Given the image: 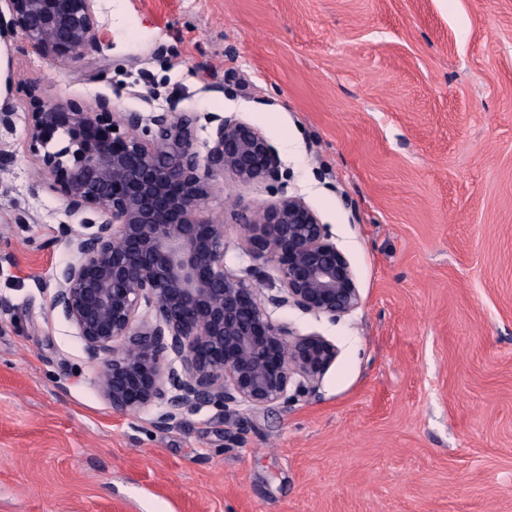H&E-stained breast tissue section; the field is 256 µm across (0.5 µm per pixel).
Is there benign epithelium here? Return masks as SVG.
I'll return each mask as SVG.
<instances>
[{
  "mask_svg": "<svg viewBox=\"0 0 512 512\" xmlns=\"http://www.w3.org/2000/svg\"><path fill=\"white\" fill-rule=\"evenodd\" d=\"M6 4L0 32L19 24L45 58L75 62L100 49L97 0ZM31 100L32 153L82 226L64 231L74 259L56 271L51 308L74 327L112 410H153L166 425L204 408L253 411L316 396L337 346L273 313L334 323L361 296L328 226L284 190L267 139L224 115L202 152L198 116L175 106L114 112L105 96L88 107L46 102L34 89ZM218 175L280 190L263 211L241 216L244 253L256 261L243 276L226 266L224 225L202 214ZM255 281L268 287L265 297Z\"/></svg>",
  "mask_w": 512,
  "mask_h": 512,
  "instance_id": "1",
  "label": "benign epithelium"
}]
</instances>
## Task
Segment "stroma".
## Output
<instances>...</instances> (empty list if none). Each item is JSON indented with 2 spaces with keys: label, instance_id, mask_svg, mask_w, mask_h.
Returning <instances> with one entry per match:
<instances>
[{
  "label": "stroma",
  "instance_id": "35a3bbf8",
  "mask_svg": "<svg viewBox=\"0 0 512 512\" xmlns=\"http://www.w3.org/2000/svg\"><path fill=\"white\" fill-rule=\"evenodd\" d=\"M98 21L64 65L0 36V512H512V0H100ZM33 88L266 137L362 300L276 313L339 350L317 396L112 411L51 308L79 219L30 152ZM277 197L216 179L237 271L238 214Z\"/></svg>",
  "mask_w": 512,
  "mask_h": 512
}]
</instances>
